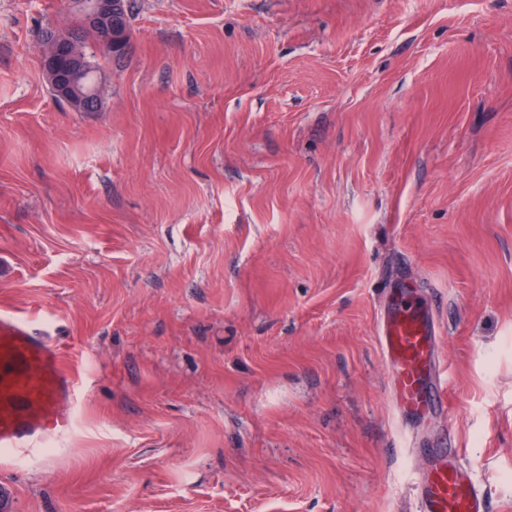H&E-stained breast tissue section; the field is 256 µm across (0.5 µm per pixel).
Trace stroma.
I'll return each mask as SVG.
<instances>
[{
  "label": "stroma",
  "instance_id": "35a3bbf8",
  "mask_svg": "<svg viewBox=\"0 0 512 512\" xmlns=\"http://www.w3.org/2000/svg\"><path fill=\"white\" fill-rule=\"evenodd\" d=\"M131 4L78 112L69 0H0V312L81 383L9 512H416L444 432L512 512V0ZM398 283L446 413L393 412ZM71 35H73V34H71ZM75 35L76 36H74V35L73 36L77 39V41L79 42V40H80V46H78V49L82 52L81 58L77 65V70H75V69L73 70L74 63L71 60V58H69L67 53H61L58 58V64L62 70L74 71L75 90H74V93L72 94L71 98L68 100L63 99L62 96L58 93V91L56 89V85L52 82L51 78L45 73L44 61L41 58L42 71L49 83L52 95L58 101L65 102L71 108H73V107H75V105H77L81 101V99L83 97L87 98L86 88L93 87V96L96 97L97 100H95V102L98 106L99 99H98V94H97V90H96V78H95L96 70L86 58V55L83 51V42L81 41V37H79L77 34H75Z\"/></svg>",
  "mask_w": 512,
  "mask_h": 512
}]
</instances>
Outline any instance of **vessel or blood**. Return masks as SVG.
Here are the masks:
<instances>
[{"label":"vessel or blood","mask_w":512,"mask_h":512,"mask_svg":"<svg viewBox=\"0 0 512 512\" xmlns=\"http://www.w3.org/2000/svg\"><path fill=\"white\" fill-rule=\"evenodd\" d=\"M378 341L393 371L392 398L403 416L445 412L447 370L436 353L429 313L406 308L394 288L378 327ZM78 379L59 342L38 333L32 320L0 314V450L21 458L38 453L47 440L69 435L74 426ZM419 512H491L490 499L460 462L455 447L424 458L415 484Z\"/></svg>","instance_id":"1"}]
</instances>
